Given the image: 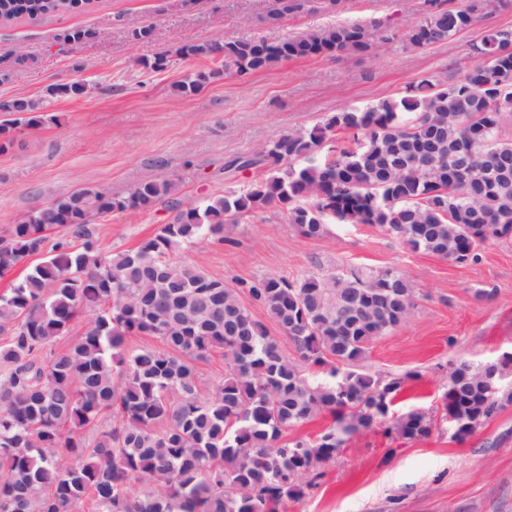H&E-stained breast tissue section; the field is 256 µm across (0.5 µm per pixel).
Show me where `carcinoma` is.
Masks as SVG:
<instances>
[{"label":"carcinoma","mask_w":512,"mask_h":512,"mask_svg":"<svg viewBox=\"0 0 512 512\" xmlns=\"http://www.w3.org/2000/svg\"><path fill=\"white\" fill-rule=\"evenodd\" d=\"M89 0H0V23L41 20ZM432 10L409 29L413 49L443 43L471 27L481 7ZM87 26L58 39L81 46ZM377 38L360 24H336L296 38L238 37L190 45L186 55L216 58L240 75L282 60L368 53ZM482 62L459 80L437 77L398 100L346 109L306 132H286L227 167L288 169L242 193L203 206L177 203L172 221L132 251H103L89 227L95 215L146 208L172 193L168 180L125 197L83 189L22 216L0 239V278L49 248L46 260L0 294V512H280L302 494L301 480L323 475L354 434L379 425L409 441L432 432L421 409L392 414L401 378L356 370L370 346L399 326L416 288L393 268L266 277L249 287L282 334L291 357L255 320L239 292L181 260L176 250L201 237L224 242L228 223L285 209L301 236L316 239L335 218L370 224L424 251L467 265L489 243L512 238V43L488 30ZM0 149L16 133L58 116L43 100H0ZM329 154L311 155L323 145ZM307 161L301 167L294 163ZM491 170L467 188L459 169ZM61 227L82 243L47 231ZM87 317L84 329L72 326ZM131 336L160 345L130 351ZM59 349L47 350L60 338ZM224 357V378L206 387L196 362ZM512 358L448 373L442 409L462 442L512 402L488 373ZM320 370L321 380L307 372ZM323 413L334 422L315 438L281 442L282 430ZM141 488L134 493L135 488Z\"/></svg>","instance_id":"obj_1"}]
</instances>
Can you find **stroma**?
Segmentation results:
<instances>
[{"label": "stroma", "mask_w": 512, "mask_h": 512, "mask_svg": "<svg viewBox=\"0 0 512 512\" xmlns=\"http://www.w3.org/2000/svg\"><path fill=\"white\" fill-rule=\"evenodd\" d=\"M484 4L474 26L424 50L405 49L399 36L427 15L429 0H308L278 20L271 17L276 0H94L80 12L0 24V64H10L15 47L36 59L0 84V100L86 86L80 96L51 97L56 122L24 130L0 152V238L19 216L75 190L125 196L147 181H171V196L149 208L93 218L101 249H135L171 220L174 204L202 206L269 175L265 167L225 171L229 159L339 110L401 98L425 77H462L477 65L472 46L487 28L512 29V4ZM337 23L393 29L398 37L368 54L284 60L242 76L182 53L224 38L278 40ZM140 24L152 27L151 38L131 40ZM68 26H91L100 36L72 48L55 39ZM158 57L167 60L164 70L143 68ZM196 72L209 80L183 95L179 82ZM179 256L234 288L355 265L398 268L417 291L409 317L371 345L361 369L404 378L394 410L432 412L430 436L411 442L381 427L352 436L317 486L304 488L285 512H512V403L462 443L440 407L452 364L477 366L512 352V239L459 266L410 251L368 224L335 222L308 239L282 211L264 210L239 218L224 243L202 238Z\"/></svg>", "instance_id": "stroma-1"}]
</instances>
